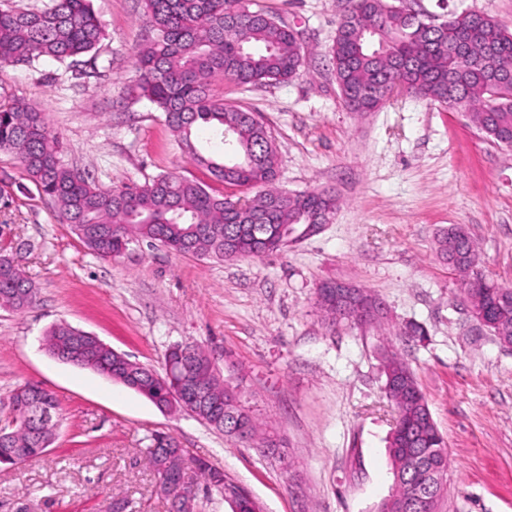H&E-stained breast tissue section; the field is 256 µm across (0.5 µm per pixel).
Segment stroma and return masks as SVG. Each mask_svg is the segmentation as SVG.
I'll list each match as a JSON object with an SVG mask.
<instances>
[{"label":"stroma","instance_id":"1","mask_svg":"<svg viewBox=\"0 0 512 512\" xmlns=\"http://www.w3.org/2000/svg\"><path fill=\"white\" fill-rule=\"evenodd\" d=\"M299 34L296 77L215 94L257 113L278 151L277 185L328 190L329 224L283 251L223 263L148 243L105 260L87 250L15 155L0 151V246L37 290L23 313L0 309V425L7 396L38 383L62 421L41 458L0 469V512H169L143 450L157 433L187 456L224 470L265 512H379L394 484L387 439L396 410L384 390L386 353L409 365L448 448L437 512H512V347L470 313L463 286L437 256L438 231L466 228L480 269L512 288V149L480 133L465 113L399 96L376 112L342 103L328 51L345 0H256ZM105 27L96 62L41 59L0 73V103L39 106L65 164L105 188L164 173L214 180L131 88L134 51L147 35L142 0H92ZM432 13L482 11L512 30V0H420ZM354 283L385 307L382 322L329 326L315 291ZM65 321L115 351L164 371L169 348L198 343L245 409L280 444L262 449L184 413H165L127 386L52 357L44 334ZM420 325L424 336L409 335Z\"/></svg>","mask_w":512,"mask_h":512}]
</instances>
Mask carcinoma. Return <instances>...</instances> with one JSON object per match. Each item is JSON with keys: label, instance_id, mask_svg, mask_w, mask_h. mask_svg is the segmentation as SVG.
<instances>
[{"label": "carcinoma", "instance_id": "obj_1", "mask_svg": "<svg viewBox=\"0 0 512 512\" xmlns=\"http://www.w3.org/2000/svg\"><path fill=\"white\" fill-rule=\"evenodd\" d=\"M239 0H144L150 33L136 52L139 95L164 113L172 135L217 180L254 191L237 199L212 195L204 183L166 174L141 185L102 188L61 160V144L45 113L21 98L0 105V151L15 154L39 195L54 202L60 222L102 259L120 256L134 239L159 243L202 259L261 258V239L277 234L301 240L307 224H326L338 200L317 191L286 194L273 188L278 155L271 132L256 115L224 102L213 91L220 78L245 87L286 82L296 76L306 51L287 25ZM336 30L330 63L345 106L375 112L399 85L423 100L444 105L459 94L474 125L499 145L512 142V32L486 25L471 13L444 18L411 16L393 0H348ZM104 25L91 0H49L41 8L0 9V70L42 58L57 62L96 51ZM209 125L223 145L220 162L197 149L195 125ZM459 227L437 239L444 260L479 261L471 236ZM37 292L14 255L0 249V308L24 312ZM77 328L60 322L45 334V348L62 362L89 368L135 389L155 403L168 393L178 411L227 436L244 430L246 440L276 455L277 448L240 404L212 365V351L197 343L177 344L165 357V373L135 366L111 350L74 339ZM385 389L402 427L389 440L394 490L400 500L384 512H436L447 483L448 450L434 422L417 405L421 390L408 365L391 355L384 363ZM7 402L13 417L0 429V468L15 459L43 454L59 423L55 395L33 384L14 390ZM145 449L160 471L158 449L178 451L167 436ZM190 468L209 492L240 488L224 470L202 458Z\"/></svg>", "mask_w": 512, "mask_h": 512}]
</instances>
